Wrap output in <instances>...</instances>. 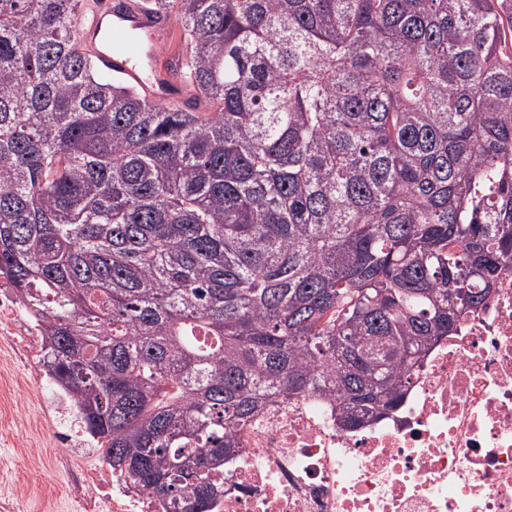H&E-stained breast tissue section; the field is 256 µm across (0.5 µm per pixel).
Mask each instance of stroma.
Wrapping results in <instances>:
<instances>
[{"instance_id":"35a3bbf8","label":"stroma","mask_w":512,"mask_h":512,"mask_svg":"<svg viewBox=\"0 0 512 512\" xmlns=\"http://www.w3.org/2000/svg\"><path fill=\"white\" fill-rule=\"evenodd\" d=\"M26 365L16 358V340L0 335V505L13 512H77L68 458L56 442L49 408L28 382Z\"/></svg>"}]
</instances>
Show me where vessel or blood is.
<instances>
[{"label": "vessel or blood", "mask_w": 512, "mask_h": 512, "mask_svg": "<svg viewBox=\"0 0 512 512\" xmlns=\"http://www.w3.org/2000/svg\"><path fill=\"white\" fill-rule=\"evenodd\" d=\"M175 37L171 17L144 0H89L80 16V49L100 70L142 89L147 100L178 108L196 91L181 76V62L160 60V47Z\"/></svg>", "instance_id": "b4317fda"}]
</instances>
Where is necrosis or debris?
Listing matches in <instances>:
<instances>
[{
	"label": "necrosis or debris",
	"mask_w": 512,
	"mask_h": 512,
	"mask_svg": "<svg viewBox=\"0 0 512 512\" xmlns=\"http://www.w3.org/2000/svg\"><path fill=\"white\" fill-rule=\"evenodd\" d=\"M38 301L0 276V327L22 337V362L54 412L41 363ZM212 512H512V263L486 303L428 351L401 404L354 428L322 397L276 401L236 430ZM81 512H166L120 473L82 472Z\"/></svg>",
	"instance_id": "necrosis-or-debris-1"
}]
</instances>
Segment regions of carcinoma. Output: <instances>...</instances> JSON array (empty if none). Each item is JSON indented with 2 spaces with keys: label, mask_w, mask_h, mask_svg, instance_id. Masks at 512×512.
<instances>
[{
  "label": "carcinoma",
  "mask_w": 512,
  "mask_h": 512,
  "mask_svg": "<svg viewBox=\"0 0 512 512\" xmlns=\"http://www.w3.org/2000/svg\"><path fill=\"white\" fill-rule=\"evenodd\" d=\"M209 111L0 0V274L104 462L209 512L235 431L404 398L512 259V0H153Z\"/></svg>",
  "instance_id": "cac0c4a2"
}]
</instances>
